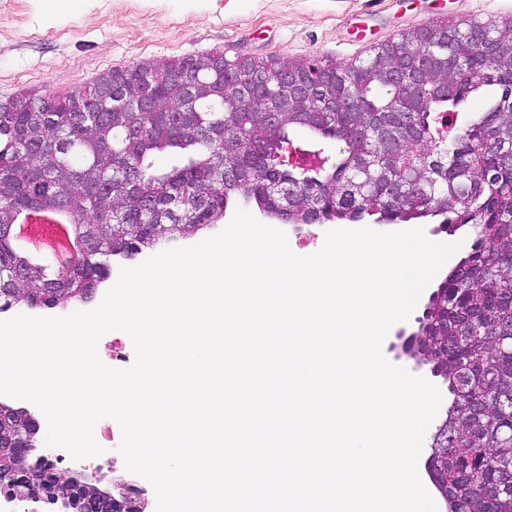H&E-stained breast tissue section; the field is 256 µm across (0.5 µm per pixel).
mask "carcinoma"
Listing matches in <instances>:
<instances>
[{
    "instance_id": "cac0c4a2",
    "label": "carcinoma",
    "mask_w": 512,
    "mask_h": 512,
    "mask_svg": "<svg viewBox=\"0 0 512 512\" xmlns=\"http://www.w3.org/2000/svg\"><path fill=\"white\" fill-rule=\"evenodd\" d=\"M248 68L270 71V92L250 94ZM110 74V89L23 91L0 112V312L18 304L15 289L31 308L88 303L112 258L218 224L238 196L290 224L468 227L469 251L416 331L451 396L425 470L446 512H512V19L441 20L358 65L210 52ZM491 86L499 98L462 119ZM296 127L336 143L330 167L279 163ZM226 140L236 153L224 155ZM173 149L179 163L155 165ZM43 210L69 218L81 262L51 270L12 247L19 217ZM38 436L28 410L1 403L0 472Z\"/></svg>"
}]
</instances>
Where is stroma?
I'll return each mask as SVG.
<instances>
[{"label": "stroma", "mask_w": 512, "mask_h": 512, "mask_svg": "<svg viewBox=\"0 0 512 512\" xmlns=\"http://www.w3.org/2000/svg\"><path fill=\"white\" fill-rule=\"evenodd\" d=\"M512 19V0H72L45 22L35 0H0V100L64 95L138 63L206 54L355 63L395 34L448 19ZM287 164L333 161L334 142L289 133Z\"/></svg>", "instance_id": "obj_1"}]
</instances>
